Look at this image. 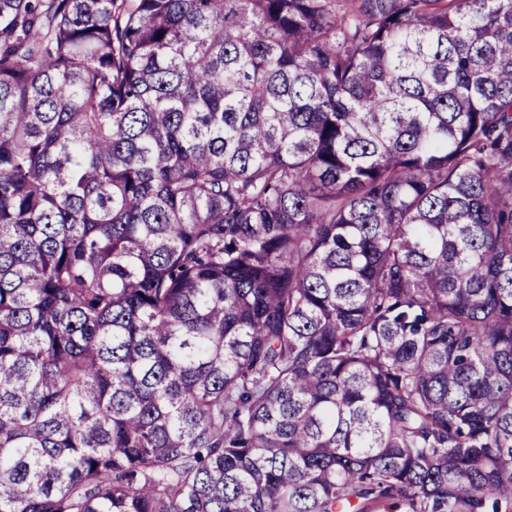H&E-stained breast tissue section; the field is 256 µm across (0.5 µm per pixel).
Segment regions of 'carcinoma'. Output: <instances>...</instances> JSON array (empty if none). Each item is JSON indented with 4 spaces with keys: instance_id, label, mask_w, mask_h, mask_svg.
<instances>
[{
    "instance_id": "carcinoma-1",
    "label": "carcinoma",
    "mask_w": 512,
    "mask_h": 512,
    "mask_svg": "<svg viewBox=\"0 0 512 512\" xmlns=\"http://www.w3.org/2000/svg\"><path fill=\"white\" fill-rule=\"evenodd\" d=\"M512 512V0H0V512Z\"/></svg>"
}]
</instances>
